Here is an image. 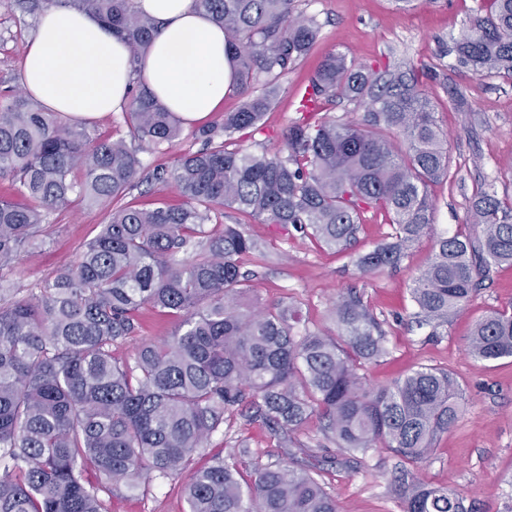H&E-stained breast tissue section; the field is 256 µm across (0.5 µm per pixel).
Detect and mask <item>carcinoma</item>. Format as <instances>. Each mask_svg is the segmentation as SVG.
<instances>
[{"instance_id":"carcinoma-1","label":"carcinoma","mask_w":512,"mask_h":512,"mask_svg":"<svg viewBox=\"0 0 512 512\" xmlns=\"http://www.w3.org/2000/svg\"><path fill=\"white\" fill-rule=\"evenodd\" d=\"M64 2L123 39L134 68L158 33L134 0ZM193 3L224 29L241 104L223 122L193 129L203 149L183 153L169 170L146 173L139 151L171 148L182 122L141 86L127 137L116 139L32 96L0 95V179L19 197H0V269L46 236L51 214L70 197L112 204L80 260L45 280L38 296L18 298L0 285V512H110L113 496L184 470L187 512H338L303 464L246 476L247 448L230 462L196 466L195 457L224 413L239 407L280 439L317 412L350 458L381 447L412 466L461 416L462 390L446 369L420 367L389 386L367 385L359 370L383 354L385 336L361 294L335 302L336 335L298 336L297 307L249 298L241 259L256 242L232 224L207 230L229 208L341 251L372 209L393 233L357 267L364 277L397 268L432 231L431 188L452 178L424 69L373 67L331 52L305 87L283 150L232 149L236 134L262 130L282 78L307 57L321 24L297 0ZM447 53L478 77L512 78V0H479ZM338 99L363 108L362 120L329 116ZM142 178L174 189L181 202H122ZM470 219L477 234L435 238L413 281L414 318L433 335L492 269L512 266V197L478 185ZM201 237L205 250L181 258ZM144 305L178 322L170 337L141 347L134 365L121 364L112 346L133 332ZM468 353L486 363L512 358V304L474 321ZM396 491L403 512H469L457 492L404 474Z\"/></svg>"}]
</instances>
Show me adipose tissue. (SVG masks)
I'll return each instance as SVG.
<instances>
[{"label":"adipose tissue","instance_id":"ef3b65f1","mask_svg":"<svg viewBox=\"0 0 512 512\" xmlns=\"http://www.w3.org/2000/svg\"><path fill=\"white\" fill-rule=\"evenodd\" d=\"M159 32L138 67L128 45L96 18L57 4L46 8L21 60L24 90L51 109L82 121L128 108L144 85L185 123L215 112L232 91L224 31L193 0H135Z\"/></svg>","mask_w":512,"mask_h":512}]
</instances>
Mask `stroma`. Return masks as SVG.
Instances as JSON below:
<instances>
[{
  "instance_id": "35a3bbf8",
  "label": "stroma",
  "mask_w": 512,
  "mask_h": 512,
  "mask_svg": "<svg viewBox=\"0 0 512 512\" xmlns=\"http://www.w3.org/2000/svg\"><path fill=\"white\" fill-rule=\"evenodd\" d=\"M477 6L476 0H415L401 10L393 0H299L298 8L317 16L321 34L312 53L282 80L275 106L264 117L262 131L246 135L240 145L252 152L283 147L282 133L294 119V101L323 56L341 51L356 62L375 66L415 62L429 70L424 88L435 104L438 125L448 135L453 177L432 190L434 231L474 233L468 220L469 201L478 183L493 184L499 195H512V79L481 78L457 67L443 48ZM38 11L24 12L0 4V90H19L23 46L35 32ZM465 89L468 104L454 109L453 88ZM111 208L74 199L55 211L44 242L25 250L16 265L0 270V280L18 288L20 296L38 293L42 282L76 263L85 243L107 223ZM219 224L241 225L260 251L243 257L253 271L252 285L264 304L297 306V333H332V304L356 289L386 334V352L364 367L370 386L381 387L424 365L452 371L463 392V413L443 434L415 478L461 493L471 512H512V358L494 363L472 359L467 342L473 321L486 309L512 304V267L493 269L485 288L448 326L430 335L417 327L410 288L429 262L433 241L420 240L395 269L362 277L354 263L392 231L381 216L367 214L352 250L336 253L318 246L293 228L262 224L225 210ZM133 335L112 349L121 362L132 361L146 342L170 336L173 316L151 306L137 313ZM313 415L288 440L274 437L262 422L241 412L225 413L210 436L206 455L231 457L249 449L246 467L288 464L310 454L314 477L335 499L339 512H402L393 479L406 467L399 456L378 448L357 464L340 462L334 441ZM186 474L143 484L135 497H114L112 512H186Z\"/></svg>"
}]
</instances>
